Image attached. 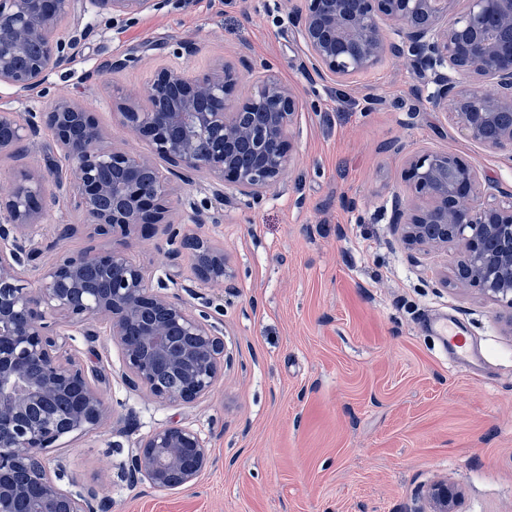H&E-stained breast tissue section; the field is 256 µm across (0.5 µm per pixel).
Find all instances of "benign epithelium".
<instances>
[{
    "label": "benign epithelium",
    "instance_id": "obj_1",
    "mask_svg": "<svg viewBox=\"0 0 512 512\" xmlns=\"http://www.w3.org/2000/svg\"><path fill=\"white\" fill-rule=\"evenodd\" d=\"M168 0H0V86L17 99L67 67L88 7L125 17L159 11ZM288 24L303 43L300 68L308 83H351L386 58L414 80L400 110L411 118L437 112L471 142L512 160V0H289ZM42 51L23 65L30 47ZM255 73L241 90L243 71ZM116 102L122 124L147 138L169 165L109 140L79 102L58 99L41 112L0 108V155L52 134L59 160L47 175H25L0 193V512L29 499V512L107 509L99 489L61 487L44 457L48 448L86 434L112 415L88 370L65 350L60 323L106 335L121 349L124 376L165 404L208 395L231 360L210 315L178 293L149 283L127 250L88 248L38 261L31 243L47 207L63 199L103 235L166 226L169 265L182 251L196 279L222 286L233 277L224 247L190 236L168 221L171 178L210 177L215 197L261 204L293 161L294 129L304 93L243 48L203 75L180 68L154 73L145 90ZM53 181L46 196L44 181ZM408 195L395 196L392 223L409 254L460 249L455 283L474 288L508 310L512 335V187L482 176L455 153L429 149L408 155ZM213 464L211 450L189 426L153 431L131 458L129 474L151 488H193ZM26 470L22 483L13 480ZM428 512H459L458 493L441 480L426 492Z\"/></svg>",
    "mask_w": 512,
    "mask_h": 512
}]
</instances>
